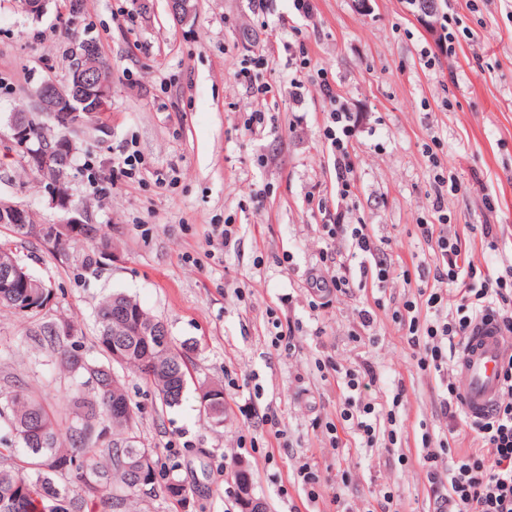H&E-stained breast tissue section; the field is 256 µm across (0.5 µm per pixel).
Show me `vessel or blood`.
Instances as JSON below:
<instances>
[{
	"label": "vessel or blood",
	"instance_id": "vessel-or-blood-1",
	"mask_svg": "<svg viewBox=\"0 0 512 512\" xmlns=\"http://www.w3.org/2000/svg\"><path fill=\"white\" fill-rule=\"evenodd\" d=\"M511 356L512 341L501 336L496 322L473 326L456 359L462 379L461 407L468 420L478 421L492 413L501 396L499 367Z\"/></svg>",
	"mask_w": 512,
	"mask_h": 512
}]
</instances>
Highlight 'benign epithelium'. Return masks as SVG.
Returning a JSON list of instances; mask_svg holds the SVG:
<instances>
[{"instance_id":"7a95c632","label":"benign epithelium","mask_w":512,"mask_h":512,"mask_svg":"<svg viewBox=\"0 0 512 512\" xmlns=\"http://www.w3.org/2000/svg\"><path fill=\"white\" fill-rule=\"evenodd\" d=\"M68 87L72 88L69 95L53 81L43 83L41 92L32 97L31 111L22 118L14 115L9 118L8 141L31 167L46 170L60 165L66 155L74 152V140L68 136L69 132L99 127L98 116L105 110L112 90L94 83L84 66L73 70ZM33 119L41 126V138L36 144L32 143L30 135ZM62 184L63 180H58L55 191L49 193L51 206L66 214L61 222L52 225L45 237L44 244L50 249L56 241L76 236L81 224L85 223L84 213L70 206V193L64 192ZM0 218L5 223L24 224L25 206L17 203L0 206ZM21 286L32 287L26 267L14 257L0 258V288Z\"/></svg>"}]
</instances>
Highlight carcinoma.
Masks as SVG:
<instances>
[{
	"instance_id": "obj_1",
	"label": "carcinoma",
	"mask_w": 512,
	"mask_h": 512,
	"mask_svg": "<svg viewBox=\"0 0 512 512\" xmlns=\"http://www.w3.org/2000/svg\"><path fill=\"white\" fill-rule=\"evenodd\" d=\"M90 78L111 83V70L101 55L92 59ZM98 228L84 224L78 236L57 246H71L96 239ZM39 286L41 300L30 304L14 291L0 289V308L35 317L45 309L52 292L44 280L29 274ZM148 314L132 297L114 292L95 311L97 343L106 362L102 363L70 346L69 326L43 328L46 345L57 355L60 366L71 378V392L62 410L48 408L34 392L23 388L2 395L14 448H0V512H136L143 496L161 494L183 501L186 488L171 475L162 485L155 479L157 460L151 448L133 444L136 427L133 406L125 419L112 422V401H129L112 366V344L123 348L122 367L132 368L154 383L168 407L181 401L188 382L189 352L194 343L177 348L171 338L127 336L138 329L136 316ZM209 399L204 407L214 423L224 422L223 390L217 385L201 388ZM37 425L40 435L32 437Z\"/></svg>"
}]
</instances>
